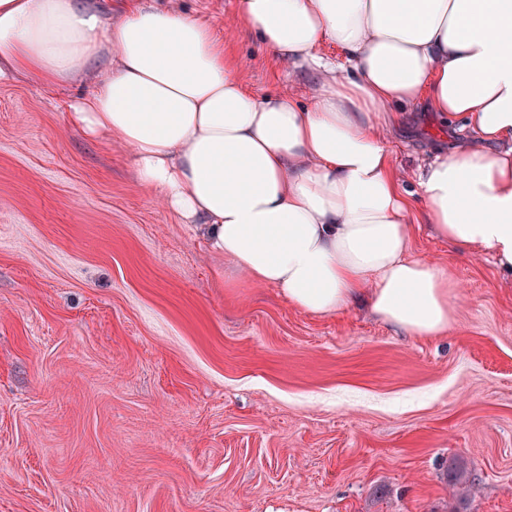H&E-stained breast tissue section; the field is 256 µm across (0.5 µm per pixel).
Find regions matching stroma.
<instances>
[{
  "mask_svg": "<svg viewBox=\"0 0 512 512\" xmlns=\"http://www.w3.org/2000/svg\"><path fill=\"white\" fill-rule=\"evenodd\" d=\"M208 23L259 96L309 104L236 0H142ZM87 89L0 82V512H512V277L413 211L457 283L456 324L407 336L249 284L74 130ZM403 113L404 190L461 144Z\"/></svg>",
  "mask_w": 512,
  "mask_h": 512,
  "instance_id": "1",
  "label": "stroma"
}]
</instances>
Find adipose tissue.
I'll return each mask as SVG.
<instances>
[{
	"instance_id": "obj_1",
	"label": "adipose tissue",
	"mask_w": 512,
	"mask_h": 512,
	"mask_svg": "<svg viewBox=\"0 0 512 512\" xmlns=\"http://www.w3.org/2000/svg\"><path fill=\"white\" fill-rule=\"evenodd\" d=\"M309 107L245 85L211 27L122 0H0V79L52 89L92 72L69 123L130 149L139 183L249 283L333 315L365 306L410 336L455 323L456 282L413 253L386 137L427 104L474 142L421 168L431 231L512 276V0H237ZM331 44L346 72L321 55Z\"/></svg>"
}]
</instances>
